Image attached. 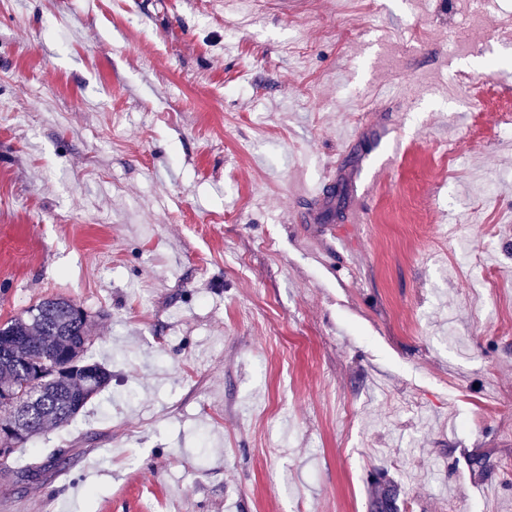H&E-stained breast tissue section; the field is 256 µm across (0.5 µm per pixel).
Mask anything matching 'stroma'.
Wrapping results in <instances>:
<instances>
[{
    "mask_svg": "<svg viewBox=\"0 0 512 512\" xmlns=\"http://www.w3.org/2000/svg\"><path fill=\"white\" fill-rule=\"evenodd\" d=\"M506 122L512 0H0V321L112 373L0 512H512Z\"/></svg>",
    "mask_w": 512,
    "mask_h": 512,
    "instance_id": "35a3bbf8",
    "label": "stroma"
}]
</instances>
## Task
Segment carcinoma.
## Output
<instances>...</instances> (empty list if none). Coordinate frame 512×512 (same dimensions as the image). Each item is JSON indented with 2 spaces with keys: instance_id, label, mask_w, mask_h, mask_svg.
I'll return each mask as SVG.
<instances>
[{
  "instance_id": "obj_1",
  "label": "carcinoma",
  "mask_w": 512,
  "mask_h": 512,
  "mask_svg": "<svg viewBox=\"0 0 512 512\" xmlns=\"http://www.w3.org/2000/svg\"><path fill=\"white\" fill-rule=\"evenodd\" d=\"M11 345L0 359V417L6 413L3 398H20L25 408L23 432L0 437V444L17 448L38 437L49 426L69 425L79 412L111 381L101 364L86 359L91 344L88 315L61 298H45L22 313L0 323V342ZM66 459L52 454L45 462L23 469L41 479ZM384 484L374 512H396L397 486L377 475Z\"/></svg>"
}]
</instances>
